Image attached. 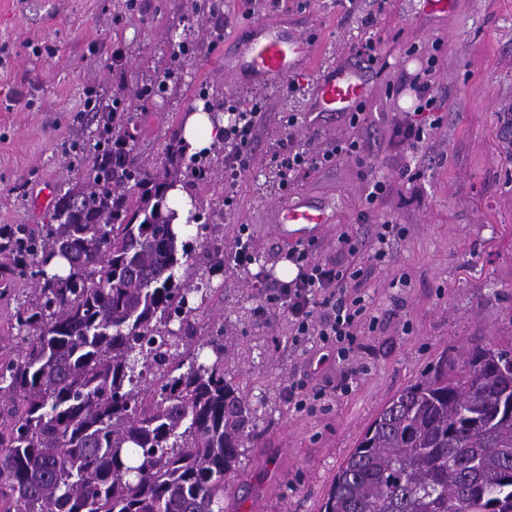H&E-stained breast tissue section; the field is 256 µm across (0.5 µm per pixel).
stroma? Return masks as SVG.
<instances>
[{
    "instance_id": "obj_1",
    "label": "stroma",
    "mask_w": 512,
    "mask_h": 512,
    "mask_svg": "<svg viewBox=\"0 0 512 512\" xmlns=\"http://www.w3.org/2000/svg\"><path fill=\"white\" fill-rule=\"evenodd\" d=\"M0 0V225L44 224L33 200L44 188L63 192L88 177L104 120L84 110L88 89L120 93L127 106L129 159L157 170L187 116L209 108L228 123L231 109L263 102L245 177L224 175V142L204 155L207 182L184 180L208 236L235 244L248 225L257 260L248 269L214 276L206 305L186 335L225 328L224 371L251 401L267 399V423L226 479L224 512H319L345 457L384 404L418 379L442 352L462 355L475 342L512 344V0H454L445 14L423 12L421 0ZM375 13L373 26L362 25ZM280 23L315 43L317 60L355 71L366 84L367 121L352 129L321 112L311 68L292 74L295 89L258 90L224 70V54L256 23ZM379 42L375 64L360 61L358 43ZM191 45L181 55V45ZM122 47V66L110 65ZM440 128L416 152L398 142L394 126L416 107L412 81L430 55ZM175 71V82L148 101L139 93ZM294 126H287L288 118ZM313 152L352 135L370 157L310 171L287 191L273 182L270 159L284 128ZM412 162L420 173L403 182ZM386 177L393 193L375 220L406 229L387 264L369 269L364 285L375 328L364 329L347 360L308 340L295 343L286 313L258 315L264 293L255 282L275 268L284 281L288 247L269 222L285 196H307L334 208L332 223L312 238L320 259L335 258L349 230L370 236L361 196L370 175ZM232 205H225V196ZM407 277L408 287L394 279ZM222 320H215V313ZM305 382V404L288 397ZM348 384L340 395L337 384Z\"/></svg>"
}]
</instances>
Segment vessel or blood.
Listing matches in <instances>:
<instances>
[{
	"label": "vessel or blood",
	"mask_w": 512,
	"mask_h": 512,
	"mask_svg": "<svg viewBox=\"0 0 512 512\" xmlns=\"http://www.w3.org/2000/svg\"><path fill=\"white\" fill-rule=\"evenodd\" d=\"M254 31V36L242 43L238 58L224 61L225 70L243 68L254 84L285 82L297 65L309 63L313 56L311 44L301 36L263 24L255 25ZM363 94V82L353 75L333 69L319 70L314 95L323 111H349ZM332 220L330 206L314 204L302 196L275 206L272 215L277 231L293 244L308 240Z\"/></svg>",
	"instance_id": "obj_1"
}]
</instances>
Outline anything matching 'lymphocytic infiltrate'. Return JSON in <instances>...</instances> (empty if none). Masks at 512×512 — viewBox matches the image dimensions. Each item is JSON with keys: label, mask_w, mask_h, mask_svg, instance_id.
<instances>
[{"label": "lymphocytic infiltrate", "mask_w": 512, "mask_h": 512, "mask_svg": "<svg viewBox=\"0 0 512 512\" xmlns=\"http://www.w3.org/2000/svg\"><path fill=\"white\" fill-rule=\"evenodd\" d=\"M415 92L416 117L395 126L396 136L412 148L422 142L427 129L438 127L442 121L434 113L436 98L430 82H423ZM260 114L257 105L234 113L233 122L224 133V156L233 160L239 171L248 169ZM365 155L366 146L358 138L337 140L331 149L313 154L297 149L287 135L281 139L272 162L279 188L284 191L305 170L330 166L342 158L360 161ZM404 234V227L391 220L376 224L371 237L364 241L351 232H342L338 238L339 255L333 260L316 258L307 246L294 248L292 256L301 269L299 276L266 293L265 302L287 312L296 336L318 337L322 345L335 350L338 359H345L362 325L371 318L363 292L365 269L384 263L390 242Z\"/></svg>", "instance_id": "obj_1"}]
</instances>
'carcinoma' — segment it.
I'll return each mask as SVG.
<instances>
[{
  "label": "carcinoma",
  "mask_w": 512,
  "mask_h": 512,
  "mask_svg": "<svg viewBox=\"0 0 512 512\" xmlns=\"http://www.w3.org/2000/svg\"><path fill=\"white\" fill-rule=\"evenodd\" d=\"M99 146L49 223L0 225V297L32 285L0 338V512H224L259 407L219 339L172 328L208 289L167 191L208 162L180 137L155 173ZM510 364L512 344L442 355L380 409L320 512H512Z\"/></svg>",
  "instance_id": "carcinoma-1"
}]
</instances>
